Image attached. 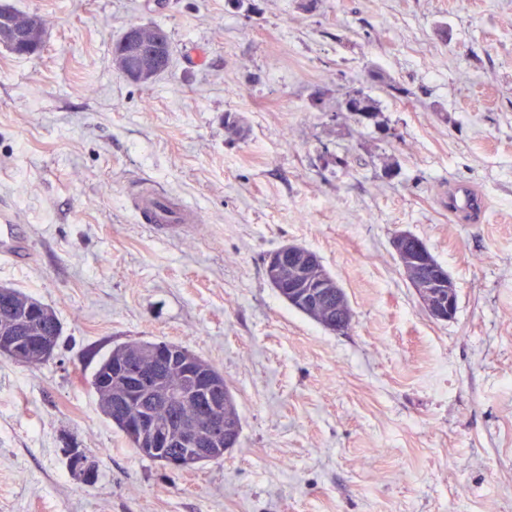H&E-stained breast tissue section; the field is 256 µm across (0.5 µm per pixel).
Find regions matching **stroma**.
I'll use <instances>...</instances> for the list:
<instances>
[{
	"label": "stroma",
	"instance_id": "obj_1",
	"mask_svg": "<svg viewBox=\"0 0 512 512\" xmlns=\"http://www.w3.org/2000/svg\"><path fill=\"white\" fill-rule=\"evenodd\" d=\"M12 2L48 33L0 47V211L29 252L0 285L62 335L39 366L0 357V512H512V0ZM135 22L173 45L147 86L112 66ZM360 86L380 126L338 111ZM452 182L483 222L449 220ZM145 186L197 223H146ZM402 231L454 282L453 319L427 314ZM287 243L344 289L346 333L267 282ZM133 340L223 373L242 423L223 459L169 470L101 413L92 375ZM44 38L45 37L38 29H33L26 35H8L6 40L0 35V43L5 46L3 43L6 42V47L17 55H28L41 48L44 43Z\"/></svg>",
	"mask_w": 512,
	"mask_h": 512
}]
</instances>
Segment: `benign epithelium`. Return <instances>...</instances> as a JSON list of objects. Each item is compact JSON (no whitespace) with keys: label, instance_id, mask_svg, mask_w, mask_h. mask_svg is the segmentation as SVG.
I'll list each match as a JSON object with an SVG mask.
<instances>
[{"label":"benign epithelium","instance_id":"7a95c632","mask_svg":"<svg viewBox=\"0 0 512 512\" xmlns=\"http://www.w3.org/2000/svg\"><path fill=\"white\" fill-rule=\"evenodd\" d=\"M139 30H134L112 47V63L116 71L135 83H147L169 62L167 48L158 41L150 47L134 42ZM17 55H28L41 48L43 34L34 29L26 35L0 37V43ZM290 263L291 276L288 278L290 293L306 308L318 311L336 306V314L343 316L347 310L346 296L342 288L334 282H326L312 275L311 268L315 258L304 247L287 244L274 251L267 260L266 270L275 275L284 263ZM403 267L418 274L420 289L428 297L426 311L435 321H448L456 311V289L448 272L436 263L422 241L414 242L413 251L406 256ZM23 329L17 322H11L0 328V356L8 357L18 363L31 358L49 360L55 355L57 341L53 336L24 337ZM150 351L157 357L168 358L183 371L186 383L182 393L194 396L201 404V421L190 428L161 426L152 417L136 414L130 426L132 435L142 434L148 437L152 448H168L183 443L196 450L190 455H164L161 462L172 471L187 468L198 457H207L211 449L222 447L233 439L232 429L224 420V410L220 397L214 390L208 375L196 367L193 359L170 346H151ZM119 375L125 378L129 386V398L134 399L152 391L155 387L151 372L144 370L131 357H126L116 367Z\"/></svg>","mask_w":512,"mask_h":512}]
</instances>
